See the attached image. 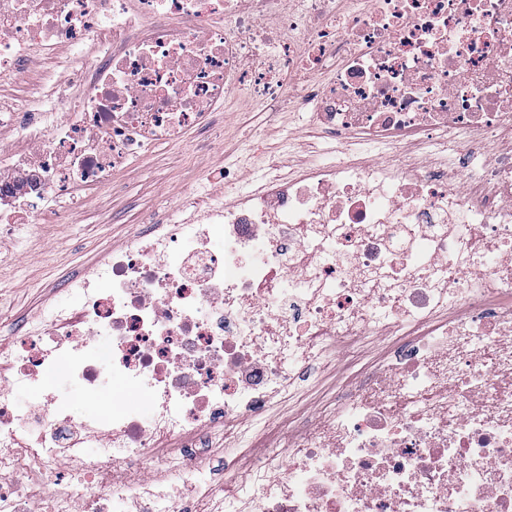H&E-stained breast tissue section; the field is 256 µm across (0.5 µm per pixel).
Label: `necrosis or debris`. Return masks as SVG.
<instances>
[{"instance_id":"1","label":"necrosis or debris","mask_w":512,"mask_h":512,"mask_svg":"<svg viewBox=\"0 0 512 512\" xmlns=\"http://www.w3.org/2000/svg\"><path fill=\"white\" fill-rule=\"evenodd\" d=\"M0 0V74L94 43L67 119L0 105L11 236L140 157L279 104L361 156L320 157L150 225L0 355V512H162L203 472L230 512H512V0ZM328 81H320V73ZM224 246H210L213 237ZM341 362L314 431L273 402ZM145 390L81 419L48 390ZM42 400L21 413L9 389ZM95 455L78 457L86 441Z\"/></svg>"}]
</instances>
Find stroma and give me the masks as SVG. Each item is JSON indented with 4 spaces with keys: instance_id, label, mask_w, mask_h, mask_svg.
Wrapping results in <instances>:
<instances>
[{
    "instance_id": "35a3bbf8",
    "label": "stroma",
    "mask_w": 512,
    "mask_h": 512,
    "mask_svg": "<svg viewBox=\"0 0 512 512\" xmlns=\"http://www.w3.org/2000/svg\"><path fill=\"white\" fill-rule=\"evenodd\" d=\"M77 74L64 71L53 58L25 62L22 76H0V101L27 102L39 86L59 82L64 117L76 90ZM338 143L289 122L287 113L270 106L258 112L233 105L224 114V133L204 129L187 133L183 142L159 147L118 173L110 187L91 191L83 206L59 204L40 223L29 226L25 246L0 236V258L12 267L0 270V346L14 343L19 326L39 322L40 314L58 288L77 276L107 251L134 244L145 225L208 197L206 175L230 169L243 189L288 175L305 166L313 155L335 156ZM53 390L65 393L75 415L88 419L112 407L115 387L90 389L65 373L51 379Z\"/></svg>"
}]
</instances>
